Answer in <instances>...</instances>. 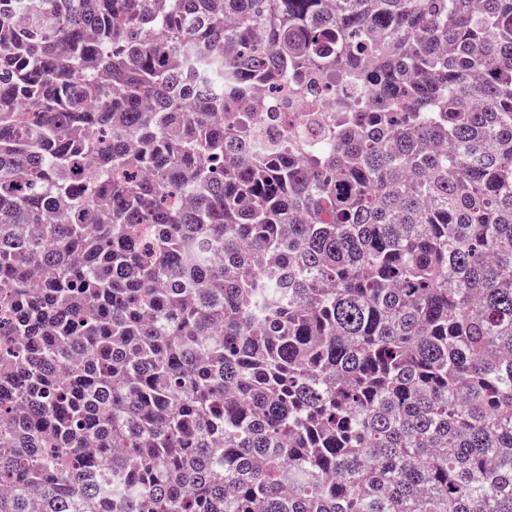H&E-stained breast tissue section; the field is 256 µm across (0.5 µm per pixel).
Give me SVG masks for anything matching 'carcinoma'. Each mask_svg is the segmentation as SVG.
<instances>
[{"mask_svg":"<svg viewBox=\"0 0 512 512\" xmlns=\"http://www.w3.org/2000/svg\"><path fill=\"white\" fill-rule=\"evenodd\" d=\"M0 512H512V0H0ZM263 100L264 109L259 114L258 121L264 125V130L280 136L282 131L278 122L279 114L275 112H295L294 137L297 140H307L314 135L310 119L316 115L332 112V103L335 99L329 94L325 84L321 80H316L315 84L300 95L290 96L286 89L279 94L266 93Z\"/></svg>","mask_w":512,"mask_h":512,"instance_id":"1","label":"carcinoma"}]
</instances>
